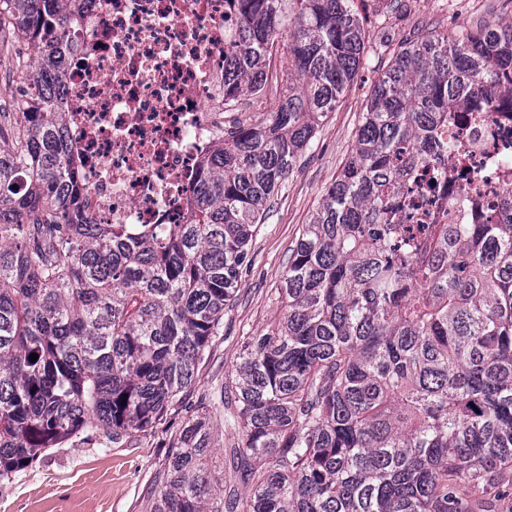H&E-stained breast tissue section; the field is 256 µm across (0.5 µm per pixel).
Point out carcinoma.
I'll return each mask as SVG.
<instances>
[{
	"instance_id": "obj_1",
	"label": "carcinoma",
	"mask_w": 512,
	"mask_h": 512,
	"mask_svg": "<svg viewBox=\"0 0 512 512\" xmlns=\"http://www.w3.org/2000/svg\"><path fill=\"white\" fill-rule=\"evenodd\" d=\"M68 2L0 0V27L30 47L14 71L25 110L0 112V481L90 428L118 444L166 421L369 40L355 0H238L224 104L276 68L272 105L203 161L188 223L92 224L57 107ZM498 72L512 73V22L393 49L291 248L279 320L189 411L145 512H512V207L489 224L391 223L407 171L448 176L464 136L435 134L457 101L494 96Z\"/></svg>"
}]
</instances>
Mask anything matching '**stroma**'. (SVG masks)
I'll return each mask as SVG.
<instances>
[{
    "instance_id": "stroma-1",
    "label": "stroma",
    "mask_w": 512,
    "mask_h": 512,
    "mask_svg": "<svg viewBox=\"0 0 512 512\" xmlns=\"http://www.w3.org/2000/svg\"><path fill=\"white\" fill-rule=\"evenodd\" d=\"M407 4L404 18L382 24L375 16L374 0H359L357 7L370 32L368 58L286 179L265 223L258 226L238 297L210 342L196 383L183 395L186 403L223 383L238 361L243 336L280 317L276 290L290 248L350 155L363 104L390 61L382 37L397 42L425 32L432 23L452 30L480 18H512V0H407ZM181 421V416H171L156 432L124 445L112 444L98 429L42 452L11 480L0 482V512H145L158 464Z\"/></svg>"
}]
</instances>
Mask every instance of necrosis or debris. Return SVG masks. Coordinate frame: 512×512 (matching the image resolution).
Wrapping results in <instances>:
<instances>
[{
	"instance_id": "obj_1",
	"label": "necrosis or debris",
	"mask_w": 512,
	"mask_h": 512,
	"mask_svg": "<svg viewBox=\"0 0 512 512\" xmlns=\"http://www.w3.org/2000/svg\"><path fill=\"white\" fill-rule=\"evenodd\" d=\"M79 33L61 74L72 176L96 224H184L201 165L239 120L224 105V57L239 19L232 0H72ZM499 97L465 99L441 130L465 123L468 146L449 152V180L418 168L402 191L424 213L396 221L472 224L477 205L512 202V80ZM483 182L473 202L470 183Z\"/></svg>"
}]
</instances>
